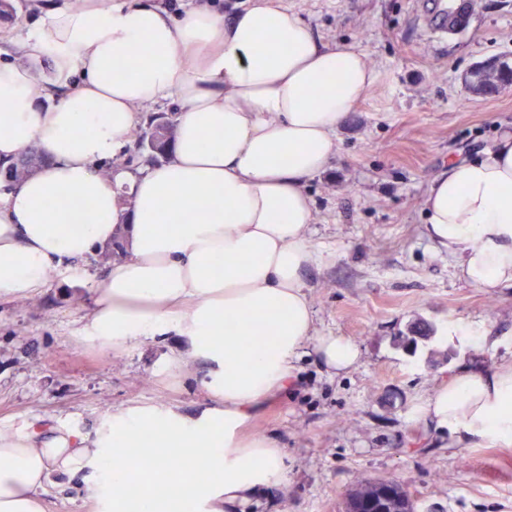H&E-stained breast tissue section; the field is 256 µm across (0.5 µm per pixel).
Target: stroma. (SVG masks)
Returning <instances> with one entry per match:
<instances>
[{"label": "stroma", "instance_id": "1", "mask_svg": "<svg viewBox=\"0 0 512 512\" xmlns=\"http://www.w3.org/2000/svg\"><path fill=\"white\" fill-rule=\"evenodd\" d=\"M327 44L365 54L376 81L336 133L331 167L308 183L311 240L320 260L304 275L316 329L360 350L348 372L314 356L295 360V387L263 403L248 433L285 452L288 481L245 512H344L359 482H401L418 512H512V445L452 448L419 410L463 366L512 356V290L462 280L423 232V199L450 158L472 159L512 131V84L482 96L472 73L492 57L512 64V0H476L465 29L427 25V0H284ZM111 261L98 254L81 277L52 273L30 297L0 301V434L41 421L94 430L131 404L193 414L209 403L206 366L158 336L122 351L86 339L90 290ZM433 338L408 353L415 322ZM181 359L183 373L165 369ZM88 476L64 479L49 512H96Z\"/></svg>", "mask_w": 512, "mask_h": 512}]
</instances>
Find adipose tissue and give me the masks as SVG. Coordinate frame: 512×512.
Segmentation results:
<instances>
[{
  "label": "adipose tissue",
  "mask_w": 512,
  "mask_h": 512,
  "mask_svg": "<svg viewBox=\"0 0 512 512\" xmlns=\"http://www.w3.org/2000/svg\"><path fill=\"white\" fill-rule=\"evenodd\" d=\"M1 37L15 55L0 58V161L35 146L49 163L0 194V300L38 293L49 273L120 238L85 336L113 350L180 336L207 363L214 404L194 417L133 405L92 432L0 435V512H47L48 486L87 469L101 474L99 512H240L288 478L283 450L243 429L287 392L293 360L310 351L339 373L359 359L350 339L316 333L302 280L319 261L306 184L329 167L374 69L267 0L229 15L221 0L177 13L156 0H50L36 30L7 19ZM48 57L52 76L34 80ZM168 98L180 103L168 161L102 178L140 109ZM424 214L461 279L512 288V131L442 167ZM244 332L251 343L235 344ZM420 416L463 448L512 445V360L460 370Z\"/></svg>",
  "instance_id": "1"
}]
</instances>
